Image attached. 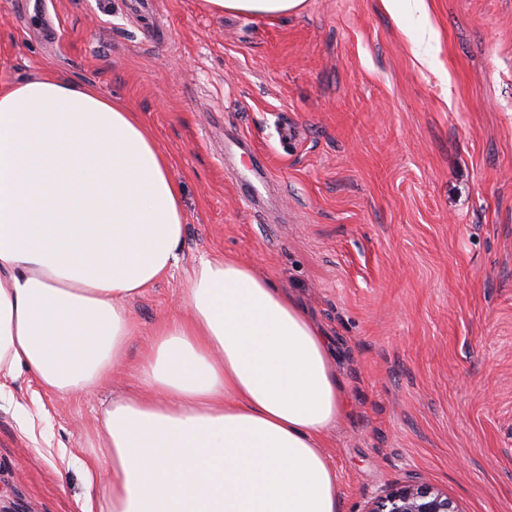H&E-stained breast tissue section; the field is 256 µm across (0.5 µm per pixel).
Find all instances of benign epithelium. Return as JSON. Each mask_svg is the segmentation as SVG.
<instances>
[{
    "mask_svg": "<svg viewBox=\"0 0 512 512\" xmlns=\"http://www.w3.org/2000/svg\"><path fill=\"white\" fill-rule=\"evenodd\" d=\"M367 512H461L448 494L420 482H406L378 495Z\"/></svg>",
    "mask_w": 512,
    "mask_h": 512,
    "instance_id": "benign-epithelium-1",
    "label": "benign epithelium"
}]
</instances>
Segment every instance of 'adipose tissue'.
<instances>
[{"instance_id":"adipose-tissue-1","label":"adipose tissue","mask_w":512,"mask_h":512,"mask_svg":"<svg viewBox=\"0 0 512 512\" xmlns=\"http://www.w3.org/2000/svg\"><path fill=\"white\" fill-rule=\"evenodd\" d=\"M298 12L305 0H206ZM181 191L137 113L57 76L0 88V377L88 396L103 415L78 512H339L322 449L345 398L322 331L231 257L204 259L135 363L126 303L180 261Z\"/></svg>"}]
</instances>
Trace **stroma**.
Masks as SVG:
<instances>
[{
	"label": "stroma",
	"mask_w": 512,
	"mask_h": 512,
	"mask_svg": "<svg viewBox=\"0 0 512 512\" xmlns=\"http://www.w3.org/2000/svg\"><path fill=\"white\" fill-rule=\"evenodd\" d=\"M0 0V85L47 73L139 112L184 209L177 268L129 300L128 354L231 255L294 295L347 404L323 439L340 512L398 482L512 512V0ZM264 160L251 208L238 185ZM20 376L0 390V497L75 512L102 410ZM212 12H235L251 17L287 16L298 12L305 0H205Z\"/></svg>",
	"instance_id": "stroma-1"
}]
</instances>
